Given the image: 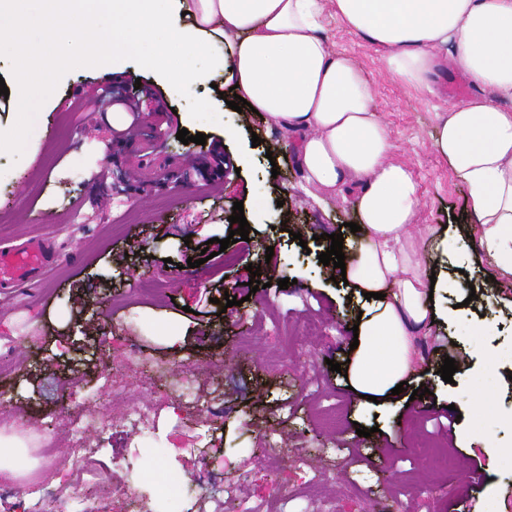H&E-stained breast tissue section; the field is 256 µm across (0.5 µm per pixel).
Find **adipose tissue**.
Returning <instances> with one entry per match:
<instances>
[{"mask_svg": "<svg viewBox=\"0 0 512 512\" xmlns=\"http://www.w3.org/2000/svg\"><path fill=\"white\" fill-rule=\"evenodd\" d=\"M94 3L115 25L83 38L70 9ZM385 52L388 71L408 88L433 92L439 71L454 66L474 86L436 114L435 152L467 189L469 221L497 278L512 277V0H42V38L0 15L19 81H44L70 64L69 45L98 71L117 56L141 54L171 85L193 82L200 56L224 69L226 82L292 142L288 155L307 185L350 203L361 228L359 257L347 262L356 294L370 293L358 324L359 345L345 367L356 395L389 399L411 380L420 342L449 318L433 307L421 249L428 233L415 222L417 185L393 160L394 144L370 102L373 89L352 61L320 37L326 9ZM191 23L175 27L171 12ZM475 397L472 430L486 436L490 464L501 452L489 438L486 373L465 384Z\"/></svg>", "mask_w": 512, "mask_h": 512, "instance_id": "adipose-tissue-1", "label": "adipose tissue"}]
</instances>
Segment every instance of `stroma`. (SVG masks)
Instances as JSON below:
<instances>
[{"mask_svg":"<svg viewBox=\"0 0 512 512\" xmlns=\"http://www.w3.org/2000/svg\"><path fill=\"white\" fill-rule=\"evenodd\" d=\"M322 34L371 83L392 158L418 187L417 223L459 237L451 254L425 239L426 272L474 288L473 306L443 295L455 316L433 327L422 372L392 401L363 403L328 366L346 362L360 303L318 260L355 211L304 189L294 165L270 163L267 150L287 149V139L260 116L241 121L219 95V72L201 65L178 94L127 55L116 73L77 61L20 93L13 59L1 55L10 93L0 94V242L48 240L55 261L44 279L0 291V394L9 401L0 429L26 437L33 464L24 479L0 481V512H15L21 499L37 512H61L77 493L108 506L124 485L135 493L129 512H480L489 493L500 512H512V468L488 467L482 437L463 447L446 433L450 406L459 427H471L472 397L439 373L445 358L463 377L483 367L487 352L512 347V279L488 280L476 243L461 236L467 191L431 140L436 107L466 97L471 84L451 68L436 94L415 92L333 12ZM143 84L155 95L128 141L118 132L130 118L107 98L138 99ZM90 93L105 98L97 109L83 105ZM25 103L33 110L27 128L19 125ZM153 120L166 132L147 148ZM181 129L222 142L232 172L212 165L208 147L177 140ZM152 157L183 169L177 189L158 185ZM237 201L248 240L202 260L198 245L228 237ZM191 258L198 267H187ZM252 265L263 285L256 292ZM227 295L239 305L221 309ZM496 377L492 431L509 449L512 359H499ZM116 378L126 381L117 396L126 408L154 405L150 427L113 417ZM360 425L371 437L357 435ZM77 434L91 454L71 456ZM50 442L68 481L49 477L41 450ZM428 443L447 449L450 466L422 452ZM228 482L236 488L229 506Z\"/></svg>","mask_w":512,"mask_h":512,"instance_id":"obj_1","label":"stroma"}]
</instances>
